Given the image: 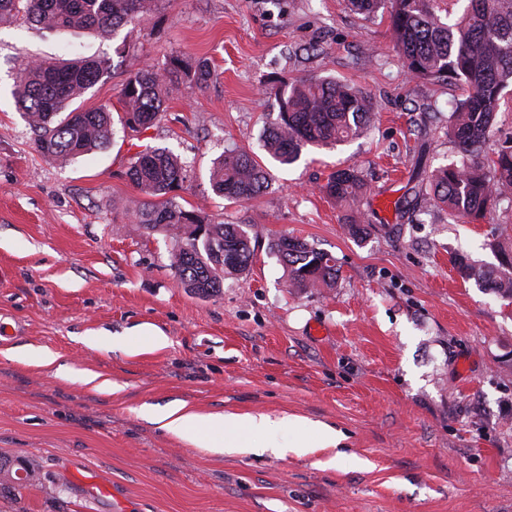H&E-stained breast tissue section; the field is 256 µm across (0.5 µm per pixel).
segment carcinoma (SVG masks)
Returning <instances> with one entry per match:
<instances>
[{
	"mask_svg": "<svg viewBox=\"0 0 512 512\" xmlns=\"http://www.w3.org/2000/svg\"><path fill=\"white\" fill-rule=\"evenodd\" d=\"M347 0L356 14L370 17L388 6L389 27L402 56L405 72L435 83H460L466 88L448 118V136L459 158L435 170L428 189L415 204L430 202L448 214L474 219L500 200L512 196V136L491 153L485 152L494 136L497 114L505 105L504 91L512 87V0ZM152 0H0V22L24 13L27 20L46 29L90 30L109 38L151 11ZM110 68L105 59L83 57L70 62L33 60L14 83L12 96L43 156L67 160L111 144L112 107H75ZM205 60L195 65L171 60L157 70L141 66L129 72L121 91L123 122L132 130H147L159 120L168 89L175 83L203 89L211 79ZM265 93L274 96L278 114L262 139L275 161L295 162L308 146H329L360 136L372 119L370 98L334 78H302L290 84L272 81ZM188 163L166 148L135 155L130 180L154 201L134 216L137 229L159 232L173 241L171 268L189 291L214 295L224 277L250 272L255 247L245 224L213 223L202 209H187L173 192L183 187ZM212 190L228 200L247 202L269 188L265 164L254 153L230 150L210 174ZM323 191L327 198L349 209L346 227L357 238L363 215L356 205L368 184L354 167L332 172ZM190 224L208 225V237L184 241L181 230ZM268 250L283 265L288 286L331 288L337 270L333 258L297 238L282 235ZM499 264L480 269L467 258H453L465 280L503 298H512V249L497 244ZM42 485L40 471L25 461L0 457V492L22 496Z\"/></svg>",
	"mask_w": 512,
	"mask_h": 512,
	"instance_id": "cac0c4a2",
	"label": "carcinoma"
}]
</instances>
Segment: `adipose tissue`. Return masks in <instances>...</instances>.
Listing matches in <instances>:
<instances>
[{"instance_id": "adipose-tissue-1", "label": "adipose tissue", "mask_w": 512, "mask_h": 512, "mask_svg": "<svg viewBox=\"0 0 512 512\" xmlns=\"http://www.w3.org/2000/svg\"><path fill=\"white\" fill-rule=\"evenodd\" d=\"M163 428L201 448L217 452H261V436L275 429L264 415H202L172 405L157 414Z\"/></svg>"}]
</instances>
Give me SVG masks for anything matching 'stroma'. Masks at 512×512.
<instances>
[{
  "instance_id": "stroma-1",
  "label": "stroma",
  "mask_w": 512,
  "mask_h": 512,
  "mask_svg": "<svg viewBox=\"0 0 512 512\" xmlns=\"http://www.w3.org/2000/svg\"><path fill=\"white\" fill-rule=\"evenodd\" d=\"M100 56L84 95L111 104L129 70L208 61V86L173 88L160 122L114 123L111 145L70 162L34 147L11 95L26 61ZM323 76L370 94L365 133L266 160L272 185L244 203L209 181L225 149L259 152L278 113L270 79ZM460 85L405 73L383 14L343 0H155L136 27L103 40L0 22V455L38 467L43 485L0 512H512V301L463 280V255L494 265L512 244V201L473 221L414 216L415 172L457 157L448 114ZM166 147L189 164L177 200L246 224L250 273L218 295L183 288L172 242L137 231L148 197L135 154ZM369 184V219L351 236L321 187L339 167ZM288 235L331 253L334 288H287L269 255ZM148 325L163 342L136 334ZM265 415L284 453H215L152 416ZM293 418L341 430L298 455Z\"/></svg>"
}]
</instances>
